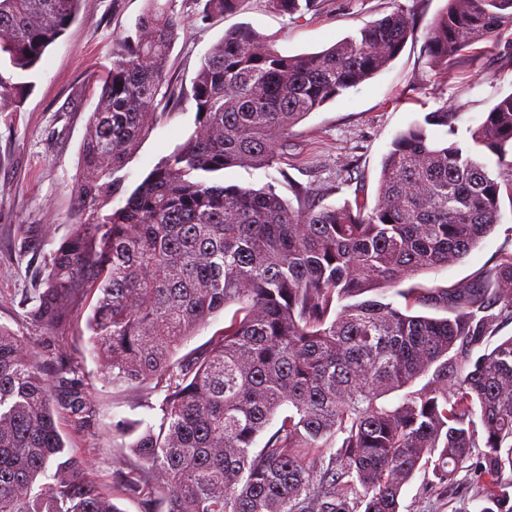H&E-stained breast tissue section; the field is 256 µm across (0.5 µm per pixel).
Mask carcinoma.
<instances>
[{
    "label": "carcinoma",
    "instance_id": "cac0c4a2",
    "mask_svg": "<svg viewBox=\"0 0 512 512\" xmlns=\"http://www.w3.org/2000/svg\"><path fill=\"white\" fill-rule=\"evenodd\" d=\"M81 0H0V113L76 20ZM243 0H196L197 18ZM321 0H268L298 20ZM173 0H145L134 30L115 38L112 67L81 145L79 219L43 255L27 317L53 334L79 289L96 295L90 351L114 388L164 396L155 422L122 421L117 436L147 468L127 489L157 494L164 512H399L423 467L458 486L480 450L479 512H512V336L474 355L512 319V255L478 279L426 287L407 279L461 261L512 197V93L465 143L436 140L444 105L393 139L373 204H324L292 184L293 208L270 183L221 181L234 167L271 168L290 130L385 70L414 22L397 8L311 54L288 56L248 29L224 33L191 90H174L168 58ZM512 32V0H447L425 38L428 62ZM191 99L196 128L133 190L121 172L163 113ZM495 158L497 174L489 169ZM121 198L122 204L112 206ZM404 300L405 307L392 297ZM234 305L207 353L178 357ZM420 305L445 317L415 316ZM75 371L49 376L28 339L0 327V512H122L76 459L55 420L83 419ZM425 385L394 403L380 399Z\"/></svg>",
    "mask_w": 512,
    "mask_h": 512
}]
</instances>
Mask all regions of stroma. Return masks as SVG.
<instances>
[{"label": "stroma", "mask_w": 512, "mask_h": 512, "mask_svg": "<svg viewBox=\"0 0 512 512\" xmlns=\"http://www.w3.org/2000/svg\"><path fill=\"white\" fill-rule=\"evenodd\" d=\"M446 0H323L318 12L293 20L271 12L266 0H246L239 10L204 23L196 18L194 0H175L180 19L169 53L172 84L191 86L207 51L226 31L242 26L273 40L285 55L324 50L394 8L409 12L415 35L382 73L348 90L293 127L279 167L277 185L293 199L290 182L321 187L323 201L340 204L357 192L375 197L382 162L397 133L441 105L457 107L456 138L468 140L498 96L512 92V54L504 40L492 36L466 48L449 72L432 68L425 53V34L444 10ZM144 0H81L76 21L44 53L29 77L14 112L0 114V325L39 343L44 331L22 308L27 292L37 287L39 271L23 252L27 225H49L45 250L58 247L73 221L80 146L98 100L102 80L112 65V40L133 28ZM196 127L194 101L162 117L127 164L126 186L134 188L161 160L184 143ZM344 185H336L337 173ZM501 220L459 263L420 275L428 286H452L493 268L512 253V202L502 201ZM93 301L83 297L72 321L59 333V352H42L50 373L59 364L75 368L91 397L84 422L67 413L56 416L74 454L85 460L97 485L112 496L121 512H146L141 495L130 494L122 475L145 474L143 463L112 435L115 423L151 420L161 394L115 389L106 384L89 352L86 318ZM431 471H418L404 486L400 512H476L470 484L477 478L475 460L458 474L463 491L451 494L426 489Z\"/></svg>", "instance_id": "35a3bbf8"}]
</instances>
